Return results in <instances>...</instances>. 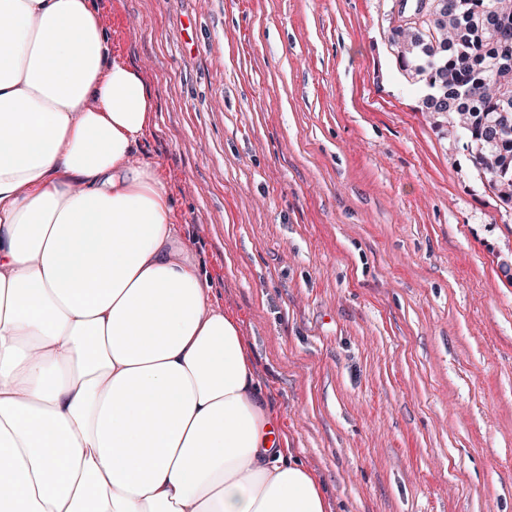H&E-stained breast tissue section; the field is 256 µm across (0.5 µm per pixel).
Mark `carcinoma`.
<instances>
[{"label": "carcinoma", "mask_w": 512, "mask_h": 512, "mask_svg": "<svg viewBox=\"0 0 512 512\" xmlns=\"http://www.w3.org/2000/svg\"><path fill=\"white\" fill-rule=\"evenodd\" d=\"M419 21L393 29L401 69L430 90L427 111L461 133L489 190L512 208V0H417Z\"/></svg>", "instance_id": "1"}]
</instances>
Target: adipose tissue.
Masks as SVG:
<instances>
[{
    "mask_svg": "<svg viewBox=\"0 0 512 512\" xmlns=\"http://www.w3.org/2000/svg\"><path fill=\"white\" fill-rule=\"evenodd\" d=\"M95 0H0V512H326L156 168Z\"/></svg>",
    "mask_w": 512,
    "mask_h": 512,
    "instance_id": "ef3b65f1",
    "label": "adipose tissue"
}]
</instances>
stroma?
I'll list each match as a JSON object with an SVG mask.
<instances>
[{"label": "stroma", "instance_id": "35a3bbf8", "mask_svg": "<svg viewBox=\"0 0 512 512\" xmlns=\"http://www.w3.org/2000/svg\"><path fill=\"white\" fill-rule=\"evenodd\" d=\"M96 4L154 99L140 156L331 512H512V209L400 69L397 0Z\"/></svg>", "mask_w": 512, "mask_h": 512}]
</instances>
